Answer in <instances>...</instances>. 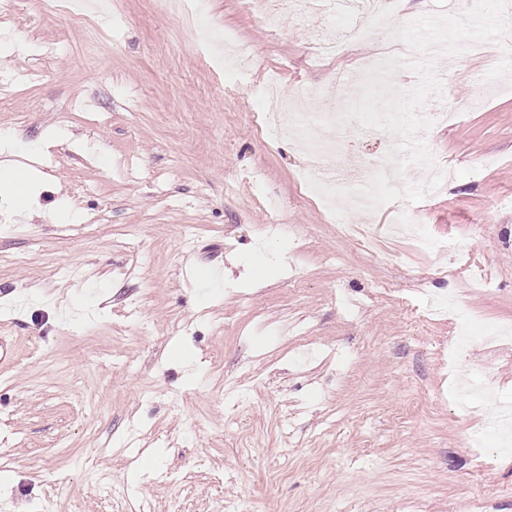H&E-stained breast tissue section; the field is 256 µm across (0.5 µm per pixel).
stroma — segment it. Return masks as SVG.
I'll return each instance as SVG.
<instances>
[{"mask_svg": "<svg viewBox=\"0 0 512 512\" xmlns=\"http://www.w3.org/2000/svg\"><path fill=\"white\" fill-rule=\"evenodd\" d=\"M207 21L247 62L205 47L174 0H109L74 18L50 0L0 16V131L33 155L36 213L0 221V479L21 512H512V453L476 409L512 396V90L487 81L502 50L441 56L460 108L422 139L450 167L434 195L345 221L305 194L295 136L256 127L262 91H310L307 120L336 113L403 41L379 33L323 63L339 6L270 25L246 0H207ZM339 139L335 183L390 153L358 122ZM409 209L415 249L386 233ZM194 255L216 279L185 280ZM435 297L452 310L426 327ZM476 326L479 342L458 349ZM482 372L486 392L453 390Z\"/></svg>", "mask_w": 512, "mask_h": 512, "instance_id": "1", "label": "stroma"}]
</instances>
